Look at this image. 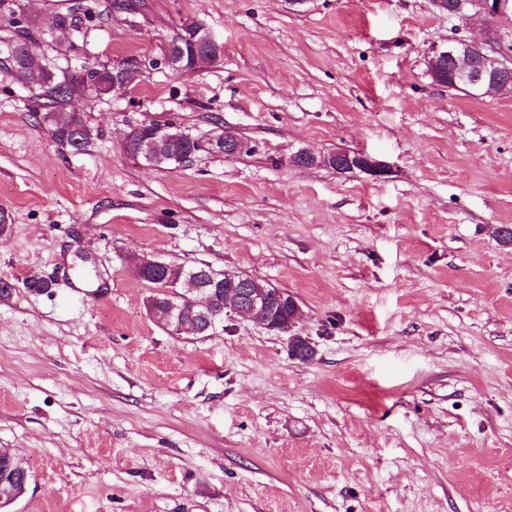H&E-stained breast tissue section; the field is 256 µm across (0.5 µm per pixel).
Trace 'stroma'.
<instances>
[{"label":"stroma","instance_id":"1","mask_svg":"<svg viewBox=\"0 0 512 512\" xmlns=\"http://www.w3.org/2000/svg\"><path fill=\"white\" fill-rule=\"evenodd\" d=\"M134 2L22 0L41 61H159L76 101L81 153L0 55V448L31 474L12 512H512V96L426 67L494 21L430 0ZM188 22L224 52L180 74L161 58ZM150 122L200 150L147 166L124 143ZM227 130L250 152L212 154ZM302 150L387 172L300 168ZM138 255L287 291L315 360L230 312L170 333ZM325 161L339 173L359 170L375 177H381L387 172L385 164L363 152L336 151L327 156Z\"/></svg>","mask_w":512,"mask_h":512}]
</instances>
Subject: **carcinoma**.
<instances>
[{
  "label": "carcinoma",
  "instance_id": "carcinoma-1",
  "mask_svg": "<svg viewBox=\"0 0 512 512\" xmlns=\"http://www.w3.org/2000/svg\"><path fill=\"white\" fill-rule=\"evenodd\" d=\"M10 24L15 28V38L6 45L10 72L28 88L36 104L43 110L41 119L47 123L52 138L73 152L84 151L93 139V130L84 114L72 111L69 103L75 94L102 92V86L112 83V74L101 72L99 82L83 87L70 79L67 65L54 62L31 70L25 66V60L39 44L42 34L35 31L25 18H14ZM196 149L197 143L191 141L190 137L173 130L156 137L136 130L125 145L127 152L140 156L147 165L154 167L180 166ZM198 269V284L210 297L209 310L204 316L193 307L196 292L181 285L170 290L162 284L164 279L175 283L183 278L182 266L169 265L158 280L149 278L147 272L136 271L134 275L157 287V292L150 295V299L160 320L167 321V316L173 313L193 321L201 335L210 336L224 330V272L203 263L198 265ZM8 452L7 448L0 452V494L5 496V505L0 512H11L12 501L29 487L31 479L23 462L14 454L8 455Z\"/></svg>",
  "mask_w": 512,
  "mask_h": 512
}]
</instances>
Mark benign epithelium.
Wrapping results in <instances>:
<instances>
[{
    "instance_id": "benign-epithelium-1",
    "label": "benign epithelium",
    "mask_w": 512,
    "mask_h": 512,
    "mask_svg": "<svg viewBox=\"0 0 512 512\" xmlns=\"http://www.w3.org/2000/svg\"><path fill=\"white\" fill-rule=\"evenodd\" d=\"M433 6L440 12L448 13V17H462L469 8L476 13L490 17L504 25V29H493L482 42L471 41L457 34L448 36L444 47H433L427 56V68L433 82L438 85L453 83L463 87L469 93L482 94L493 91L512 94V0H456L453 6H447L445 0H431ZM188 40L194 51V62H199L202 46L213 45L215 54L209 56L213 63L223 55L222 45L200 25L193 26ZM158 65V61L140 58L135 62L125 59L114 61L110 65H102L101 69L112 72V89L109 93L119 95L125 91L128 80L126 75L131 70L144 71ZM326 163L339 173L355 170L366 172L375 177L386 174V165L363 152L338 151L327 156ZM230 285L224 289V305L232 308L239 315L263 326L269 331L286 333L295 326L301 311L295 298L282 292L278 301L288 302L291 315L282 322L273 316L275 310L272 298L267 288L252 285L245 279L229 278ZM288 354L291 358L310 362L316 357V349L304 336H291L287 343Z\"/></svg>"
}]
</instances>
